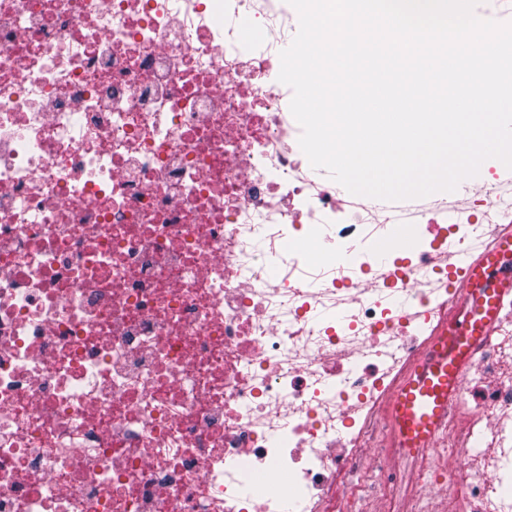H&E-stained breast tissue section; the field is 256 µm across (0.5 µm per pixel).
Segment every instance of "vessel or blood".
Masks as SVG:
<instances>
[{"label":"vessel or blood","instance_id":"b4317fda","mask_svg":"<svg viewBox=\"0 0 512 512\" xmlns=\"http://www.w3.org/2000/svg\"><path fill=\"white\" fill-rule=\"evenodd\" d=\"M464 288H508L512 269L491 266L477 260L464 270ZM479 335L470 319L456 323L452 335L439 339L438 349L425 355L395 390L392 415L395 433L408 451L429 446L448 418V400L460 387L468 344Z\"/></svg>","mask_w":512,"mask_h":512}]
</instances>
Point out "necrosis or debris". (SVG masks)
Listing matches in <instances>:
<instances>
[{
    "label": "necrosis or debris",
    "mask_w": 512,
    "mask_h": 512,
    "mask_svg": "<svg viewBox=\"0 0 512 512\" xmlns=\"http://www.w3.org/2000/svg\"><path fill=\"white\" fill-rule=\"evenodd\" d=\"M298 24L0 0V512H512L511 297L429 447L387 410L512 197L494 169L396 234L314 178L275 57Z\"/></svg>",
    "instance_id": "necrosis-or-debris-1"
}]
</instances>
